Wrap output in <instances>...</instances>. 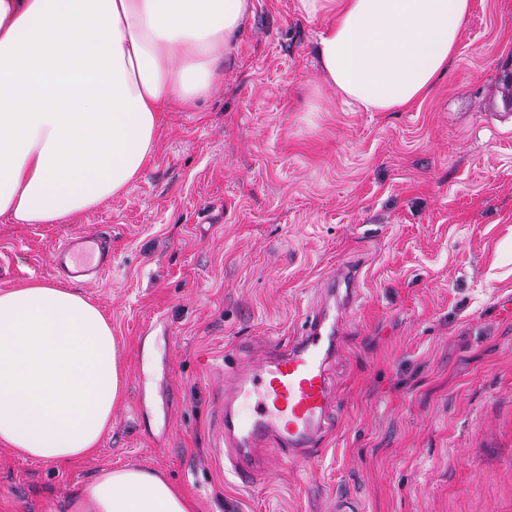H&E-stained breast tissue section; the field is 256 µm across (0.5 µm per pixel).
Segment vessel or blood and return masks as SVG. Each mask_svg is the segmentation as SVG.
Instances as JSON below:
<instances>
[{"label":"vessel or blood","mask_w":512,"mask_h":512,"mask_svg":"<svg viewBox=\"0 0 512 512\" xmlns=\"http://www.w3.org/2000/svg\"><path fill=\"white\" fill-rule=\"evenodd\" d=\"M56 262L70 276L98 277L111 267L112 254L101 236L88 232L69 237ZM335 331L327 304H320L289 348L273 345L258 362L225 368L231 384L224 391V443L236 451L232 466L240 479L253 477L259 449L284 460L313 451L336 401L328 373Z\"/></svg>","instance_id":"1"}]
</instances>
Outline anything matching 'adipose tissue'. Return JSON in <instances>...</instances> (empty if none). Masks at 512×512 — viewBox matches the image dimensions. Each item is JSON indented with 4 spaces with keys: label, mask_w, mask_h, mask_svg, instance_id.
<instances>
[{
    "label": "adipose tissue",
    "mask_w": 512,
    "mask_h": 512,
    "mask_svg": "<svg viewBox=\"0 0 512 512\" xmlns=\"http://www.w3.org/2000/svg\"><path fill=\"white\" fill-rule=\"evenodd\" d=\"M324 17L323 83L367 112L423 99L471 0H296ZM252 0H0V218L64 224L124 194L171 104L221 84ZM124 386L112 325L80 291H0V445L64 470L96 455ZM69 512H197L161 475L102 470Z\"/></svg>",
    "instance_id": "adipose-tissue-1"
}]
</instances>
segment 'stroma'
I'll list each match as a JSON object with an SVG mask.
<instances>
[{"label":"stroma","instance_id":"35a3bbf8","mask_svg":"<svg viewBox=\"0 0 512 512\" xmlns=\"http://www.w3.org/2000/svg\"><path fill=\"white\" fill-rule=\"evenodd\" d=\"M253 3L222 84L167 112L125 194L67 224L0 223V290L62 283L63 239L109 237L110 270L78 288L125 376L95 457L61 472L0 446V512H68L129 465L199 512H512V0H473L447 73L403 112L323 85V18ZM344 264L359 285L326 451L243 482L224 368L287 347Z\"/></svg>","mask_w":512,"mask_h":512}]
</instances>
